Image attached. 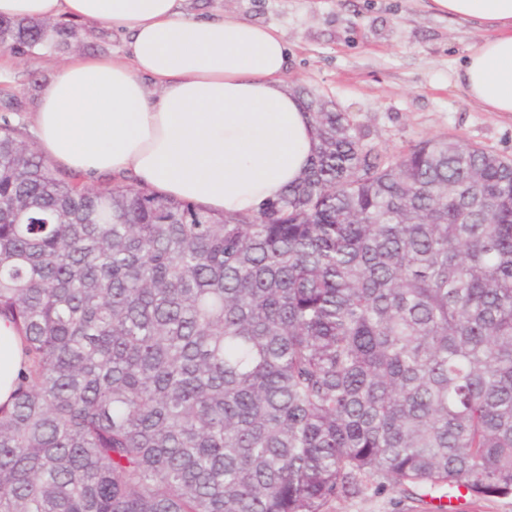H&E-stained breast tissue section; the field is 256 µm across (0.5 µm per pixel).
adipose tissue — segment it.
<instances>
[{"label":"adipose tissue","mask_w":512,"mask_h":512,"mask_svg":"<svg viewBox=\"0 0 512 512\" xmlns=\"http://www.w3.org/2000/svg\"><path fill=\"white\" fill-rule=\"evenodd\" d=\"M481 40L456 80L490 112L512 113V0H430ZM185 0H0L12 20L75 18L128 35L125 59L73 57L43 91L34 130L54 166L224 213H256L298 181L316 141L284 79L270 27L192 19ZM159 89L150 97L149 85ZM21 333L0 316V406L12 403Z\"/></svg>","instance_id":"obj_1"}]
</instances>
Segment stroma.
<instances>
[{
  "instance_id": "stroma-1",
  "label": "stroma",
  "mask_w": 512,
  "mask_h": 512,
  "mask_svg": "<svg viewBox=\"0 0 512 512\" xmlns=\"http://www.w3.org/2000/svg\"><path fill=\"white\" fill-rule=\"evenodd\" d=\"M188 17L231 15L277 29L288 47L285 80L351 116L365 142L391 156L429 138L461 139L512 160V114L489 112L455 72L479 37L427 0H185ZM67 46L19 56L0 48V117L32 133L42 92L73 55L122 58L127 39L107 26L69 22ZM325 512H431L425 490L364 483Z\"/></svg>"
}]
</instances>
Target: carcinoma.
Returning <instances> with one entry per match:
<instances>
[{
    "mask_svg": "<svg viewBox=\"0 0 512 512\" xmlns=\"http://www.w3.org/2000/svg\"><path fill=\"white\" fill-rule=\"evenodd\" d=\"M75 31L0 19L25 55ZM257 213L90 186L0 120V512H323L364 479L512 496V162L397 157L303 91ZM21 333L13 320L0 316V406L10 407L21 370Z\"/></svg>",
    "mask_w": 512,
    "mask_h": 512,
    "instance_id": "1",
    "label": "carcinoma"
}]
</instances>
